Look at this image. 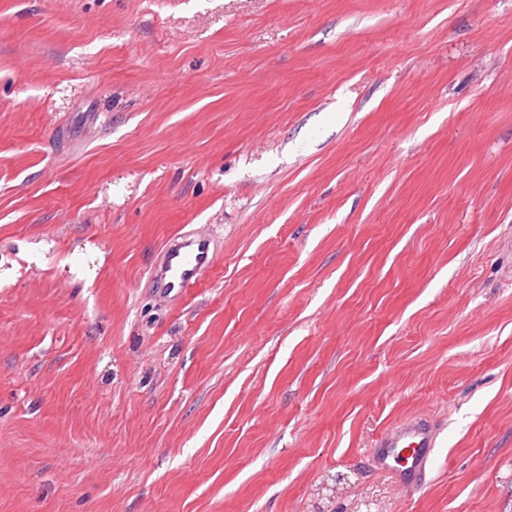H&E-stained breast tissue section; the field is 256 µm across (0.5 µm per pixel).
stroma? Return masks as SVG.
<instances>
[{"label":"stroma","mask_w":512,"mask_h":512,"mask_svg":"<svg viewBox=\"0 0 512 512\" xmlns=\"http://www.w3.org/2000/svg\"><path fill=\"white\" fill-rule=\"evenodd\" d=\"M0 512H512V0H0ZM218 258L217 242L185 232L170 241L159 262L150 268L148 283L159 292L187 294ZM438 435V428L427 419L403 418L376 439L371 451L372 465L377 470L390 472L401 491L414 493L427 484Z\"/></svg>","instance_id":"35a3bbf8"}]
</instances>
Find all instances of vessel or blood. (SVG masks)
Returning a JSON list of instances; mask_svg holds the SVG:
<instances>
[{
  "label": "vessel or blood",
  "mask_w": 512,
  "mask_h": 512,
  "mask_svg": "<svg viewBox=\"0 0 512 512\" xmlns=\"http://www.w3.org/2000/svg\"><path fill=\"white\" fill-rule=\"evenodd\" d=\"M217 258L214 238L183 233L165 246L159 262L150 269L148 283L161 292L188 293ZM438 435V428L427 419H401L376 439L371 451L372 465L390 472L401 491L414 493L427 483Z\"/></svg>",
  "instance_id": "b4317fda"
}]
</instances>
